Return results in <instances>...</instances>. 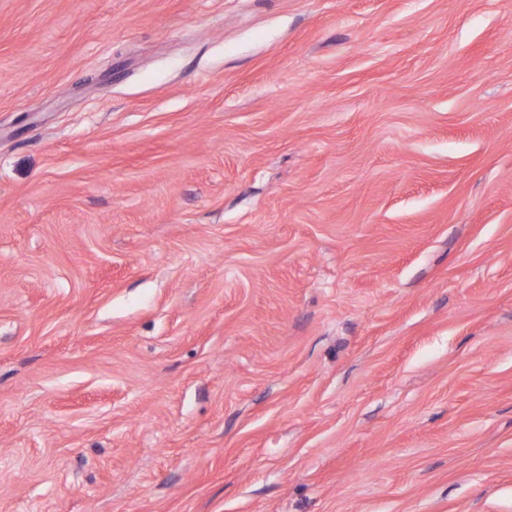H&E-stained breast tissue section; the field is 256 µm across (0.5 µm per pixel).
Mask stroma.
Wrapping results in <instances>:
<instances>
[{
	"label": "stroma",
	"instance_id": "obj_1",
	"mask_svg": "<svg viewBox=\"0 0 512 512\" xmlns=\"http://www.w3.org/2000/svg\"><path fill=\"white\" fill-rule=\"evenodd\" d=\"M0 512H512V0H0Z\"/></svg>",
	"mask_w": 512,
	"mask_h": 512
}]
</instances>
